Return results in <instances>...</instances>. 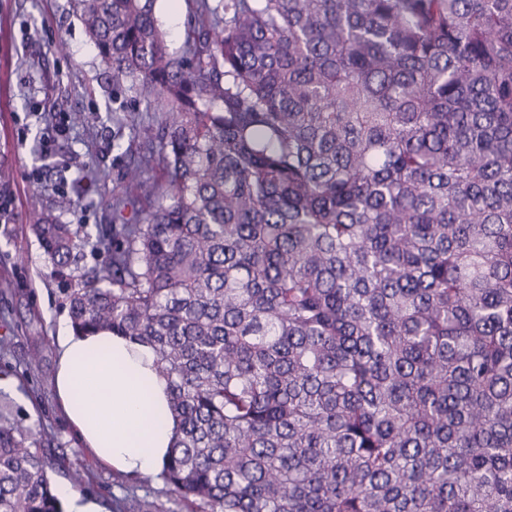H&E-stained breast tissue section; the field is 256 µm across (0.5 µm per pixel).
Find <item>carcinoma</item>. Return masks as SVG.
<instances>
[{"instance_id":"carcinoma-1","label":"carcinoma","mask_w":512,"mask_h":512,"mask_svg":"<svg viewBox=\"0 0 512 512\" xmlns=\"http://www.w3.org/2000/svg\"><path fill=\"white\" fill-rule=\"evenodd\" d=\"M70 0L157 112L92 250L29 226L72 327L150 346L191 512H512V0ZM0 403V512H63ZM116 512H164L147 499ZM194 6V0H161L158 2V17L167 32L168 47L174 53L178 54L181 51L184 29Z\"/></svg>"}]
</instances>
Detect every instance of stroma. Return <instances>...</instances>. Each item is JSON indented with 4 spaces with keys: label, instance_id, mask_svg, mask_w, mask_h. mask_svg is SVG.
Returning a JSON list of instances; mask_svg holds the SVG:
<instances>
[{
    "label": "stroma",
    "instance_id": "35a3bbf8",
    "mask_svg": "<svg viewBox=\"0 0 512 512\" xmlns=\"http://www.w3.org/2000/svg\"><path fill=\"white\" fill-rule=\"evenodd\" d=\"M194 6V0H160L158 17L170 51L180 52ZM78 111L91 116L93 131L69 126L55 135L51 155H44L42 138L52 133L58 116ZM151 117L145 104L116 101L112 80L72 15L69 0H0V168L11 173L9 182L0 183V193L12 197L14 208L10 223H0V338L10 344L8 352H0V397L26 424L51 437L56 486H69V472L81 466L89 477L84 492L99 502L102 512H114L116 501L134 497L154 500L165 512L186 509L162 483L145 486L99 464L62 416L54 393L56 336L70 322L68 302L26 215L51 204V195L40 191L46 184L80 196L62 214V222L92 230L109 223L113 190L125 164L113 151L112 139L121 135L126 147L136 149L132 127ZM91 163L101 177L77 193ZM38 344L44 360L31 371L24 359Z\"/></svg>",
    "mask_w": 512,
    "mask_h": 512
}]
</instances>
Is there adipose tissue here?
Listing matches in <instances>:
<instances>
[{"label":"adipose tissue","instance_id":"adipose-tissue-1","mask_svg":"<svg viewBox=\"0 0 512 512\" xmlns=\"http://www.w3.org/2000/svg\"><path fill=\"white\" fill-rule=\"evenodd\" d=\"M57 342L55 394L79 441L121 474L160 471L177 422L170 415L150 421L165 408L168 392L152 349L106 332L86 336L66 327Z\"/></svg>","mask_w":512,"mask_h":512}]
</instances>
